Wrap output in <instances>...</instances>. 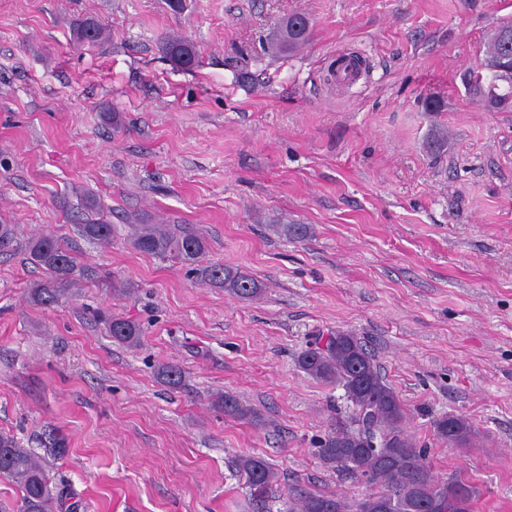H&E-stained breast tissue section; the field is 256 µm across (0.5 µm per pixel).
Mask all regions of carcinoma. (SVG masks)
<instances>
[{
    "label": "carcinoma",
    "mask_w": 512,
    "mask_h": 512,
    "mask_svg": "<svg viewBox=\"0 0 512 512\" xmlns=\"http://www.w3.org/2000/svg\"><path fill=\"white\" fill-rule=\"evenodd\" d=\"M310 21L300 15L289 17L280 26L275 49L293 51L310 38ZM100 26L85 19L74 29L79 43H96ZM512 22L499 24L484 49V59L468 73L466 81L470 95L485 109H512ZM164 53L182 68L198 64L194 44L182 38H170ZM448 144V133L436 130L426 141L425 148L437 153ZM82 236L99 244L112 237V225L103 222L81 225ZM138 251L159 256L173 255L191 266L196 279L214 288H222L242 300H254L262 295L255 278L237 268L204 261L205 240L195 234H175L160 224H138L131 241ZM30 263L42 270L43 277L30 286L29 297L35 304L51 308L59 303L65 289L77 272L76 258L71 249L55 236L42 234L25 245ZM112 339L129 347L141 344L143 331L130 320L101 317ZM298 368L312 378L331 386H340L352 405L354 426L329 433L320 443L318 456L328 468L344 467L359 471L383 490L370 493L356 504L355 512H448V499L460 495L470 501L475 490L458 480L439 482L424 462L423 453L408 440L402 430L405 409L397 393L382 378L374 358L359 339L348 332H337L326 343L307 349L297 358ZM157 375L171 388L182 386L183 371L176 365L163 364ZM212 405L225 415L257 420V411L229 393H217ZM438 437L450 444H466L471 433L469 422L460 416L446 415L434 422ZM238 472L246 477L250 496L255 500L269 499L275 493L277 474L261 457L249 454L235 459ZM0 477L12 482L21 492L18 512H55L60 507L61 494L46 472L44 462L28 448L20 446L13 436L0 434ZM298 512H349L346 504L334 495L306 494Z\"/></svg>",
    "instance_id": "cac0c4a2"
}]
</instances>
